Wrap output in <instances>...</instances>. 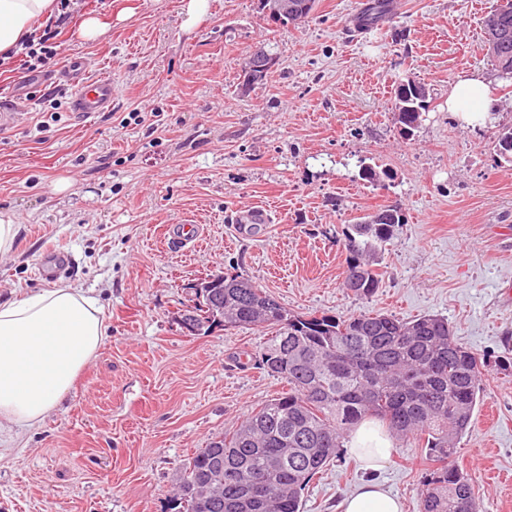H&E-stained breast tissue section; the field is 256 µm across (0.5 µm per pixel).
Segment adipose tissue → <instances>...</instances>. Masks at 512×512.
<instances>
[{
  "instance_id": "adipose-tissue-1",
  "label": "adipose tissue",
  "mask_w": 512,
  "mask_h": 512,
  "mask_svg": "<svg viewBox=\"0 0 512 512\" xmlns=\"http://www.w3.org/2000/svg\"><path fill=\"white\" fill-rule=\"evenodd\" d=\"M54 8L55 0H0V53L19 46ZM491 94L482 77H462L448 96V110L469 124L484 121ZM107 329L98 299L70 284L0 301V430L38 425L59 407L97 355ZM348 448L374 473L392 454L390 438L367 422L352 432ZM342 510L402 512V505L371 479L345 499Z\"/></svg>"
}]
</instances>
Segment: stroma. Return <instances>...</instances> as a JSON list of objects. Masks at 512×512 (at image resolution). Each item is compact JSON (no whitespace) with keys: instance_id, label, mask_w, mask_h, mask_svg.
<instances>
[{"instance_id":"35a3bbf8","label":"stroma","mask_w":512,"mask_h":512,"mask_svg":"<svg viewBox=\"0 0 512 512\" xmlns=\"http://www.w3.org/2000/svg\"><path fill=\"white\" fill-rule=\"evenodd\" d=\"M367 0H317L302 26H271L259 0H210L183 27L181 0H74L60 26L62 68L85 61L112 80V109L75 118L69 93L23 68L0 71V217L21 226L0 256V299L48 288L39 264L73 253L62 282L93 291L109 332L63 403L41 424L12 432L0 458V512H170L182 467L285 391L255 357L265 328L214 327L187 336L175 321L207 274H242L297 313L447 317L489 365L483 399L456 463L473 478L479 512H512V162L496 143L512 127V90L484 47L481 19L500 0H398L362 37ZM133 7L125 20L118 13ZM107 25L85 40L82 20ZM270 40L268 82L239 89V63ZM494 90L484 122L448 111L458 79ZM416 79L430 109L413 136L396 120L394 90ZM154 112L156 128L121 126ZM382 171L380 182L361 176ZM67 189L58 190L59 181ZM405 222L388 244L379 288L347 295L342 233L382 206ZM259 207L268 222L234 228ZM190 219L203 234L178 250L163 229ZM425 450L393 442L378 479L418 512ZM349 450L302 493L304 512H337L364 480Z\"/></svg>"}]
</instances>
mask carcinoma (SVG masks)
<instances>
[{
  "instance_id": "obj_1",
  "label": "carcinoma",
  "mask_w": 512,
  "mask_h": 512,
  "mask_svg": "<svg viewBox=\"0 0 512 512\" xmlns=\"http://www.w3.org/2000/svg\"><path fill=\"white\" fill-rule=\"evenodd\" d=\"M491 13L507 38L488 57L497 68L508 65L512 79V0ZM385 14L386 0H372L361 21L374 28ZM266 52L268 67L242 80L241 90L267 83L277 60ZM413 83L394 91L397 122L408 136L429 110ZM404 223L400 208L385 206L343 232L349 293L363 298L379 287L382 251ZM193 314L205 333L220 324L274 329L256 362L288 391L194 454L180 472L174 512H304L302 490L340 458L344 437L371 418L399 438L424 440L429 467L420 512H479L472 479L455 457L480 402L486 362L458 341L447 318L302 315L238 274L224 275L222 288L201 289Z\"/></svg>"
}]
</instances>
